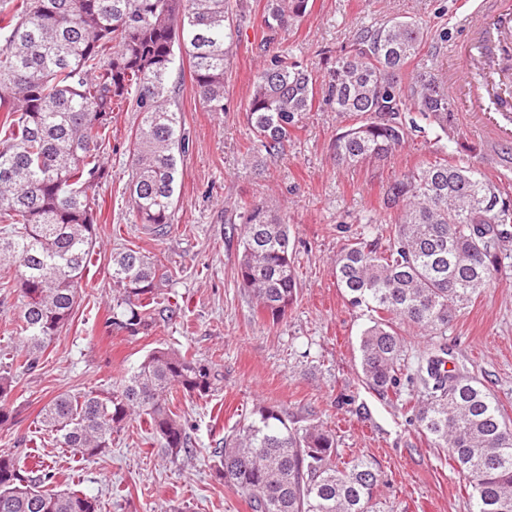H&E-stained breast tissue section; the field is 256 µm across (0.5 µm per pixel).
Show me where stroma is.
<instances>
[{"mask_svg": "<svg viewBox=\"0 0 512 512\" xmlns=\"http://www.w3.org/2000/svg\"><path fill=\"white\" fill-rule=\"evenodd\" d=\"M243 3L223 111L207 110L187 56L176 58L174 104L190 150L179 163L175 221L165 236L149 235L133 221L125 184L137 120L127 108L113 113L104 150L109 178L94 194L92 263L69 324L36 368L18 374L7 400L13 419L0 425V451L29 465L44 461L54 488L97 498L102 512H251L247 498L216 476L211 451L254 409L270 406L299 424L331 428L343 461H373L379 512H468L465 476L449 451L430 447L404 399L380 396L363 382L359 339L370 314L348 304L335 261L355 238L381 235V225L364 223V216L383 214L393 180L433 159L437 148H446L449 161L479 167L509 194L512 150L492 138V117L456 111L447 131L423 125L387 160L342 169L332 145L352 119L323 104L301 114L282 153L256 150L246 120L250 86L275 46L261 24L265 0ZM468 11L466 0H309L308 14L281 38L320 82L337 56L354 54L356 32L393 18L414 20L428 38L401 81L424 76L446 85L456 68L454 47L468 38L462 24ZM250 199L287 213L291 228L298 296L277 324L261 317L237 280L238 205ZM128 248L162 259L169 278L157 299L181 308L178 317L138 336L106 325L116 297L112 256ZM446 343L450 360L478 377L512 418L511 259L449 324ZM161 346L212 361L222 375L208 398L176 391L169 399L186 422L194 454H167L137 421L114 434L109 454L90 461L42 430L41 412L56 395L117 387Z\"/></svg>", "mask_w": 512, "mask_h": 512, "instance_id": "stroma-1", "label": "stroma"}]
</instances>
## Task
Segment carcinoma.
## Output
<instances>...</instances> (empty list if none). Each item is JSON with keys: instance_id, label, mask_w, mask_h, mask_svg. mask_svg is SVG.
<instances>
[{"instance_id": "obj_1", "label": "carcinoma", "mask_w": 512, "mask_h": 512, "mask_svg": "<svg viewBox=\"0 0 512 512\" xmlns=\"http://www.w3.org/2000/svg\"><path fill=\"white\" fill-rule=\"evenodd\" d=\"M309 0H266L262 23L271 40L308 13ZM236 30L230 0H0V266L22 297L23 366L35 368L74 312L78 284L96 239L90 193L109 176L103 145L112 112L138 114L128 182L134 223L155 236L173 224L178 159L189 150L180 113L172 109L175 49L186 52L199 100L224 111V79ZM416 21L392 19L356 34L351 56H338L318 86L311 71L280 45L253 76L248 125L267 154L291 138L316 96L357 122L336 136L338 167L384 161L417 124L448 133L454 111L448 89L398 75L419 53ZM393 211L385 243L363 236L336 258L337 286L354 307L376 313L360 338L366 385L401 396V381L421 386L414 420L434 448H448L472 486L470 512H512V426L500 402L475 377L448 363V324L495 278L512 251V199L474 165L436 156L398 176L387 193ZM237 279L269 322L282 321L298 294L288 215L266 202L240 206ZM164 265L134 249L112 255L118 292L111 324L130 336L154 324L151 305ZM436 337L414 373L405 372L399 324ZM17 361L0 359V424L16 386ZM218 382L213 362L172 348L150 351L121 386L101 393H62L41 424L62 448L84 459L112 448V434L134 416L145 419L170 455L193 453L186 424L169 407L179 389L203 399ZM333 431L288 422L272 407L224 437L212 450L224 485L245 495L252 512H376L372 462L337 461ZM13 455L0 454V512H99L79 491L46 487Z\"/></svg>"}]
</instances>
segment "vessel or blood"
<instances>
[{
    "mask_svg": "<svg viewBox=\"0 0 512 512\" xmlns=\"http://www.w3.org/2000/svg\"><path fill=\"white\" fill-rule=\"evenodd\" d=\"M481 17L474 32L479 53L460 48L456 54L457 73L453 88L468 112H500L506 120L497 127L502 139L512 138V80L502 69V59L512 49V8L505 0H480Z\"/></svg>",
    "mask_w": 512,
    "mask_h": 512,
    "instance_id": "1",
    "label": "vessel or blood"
}]
</instances>
